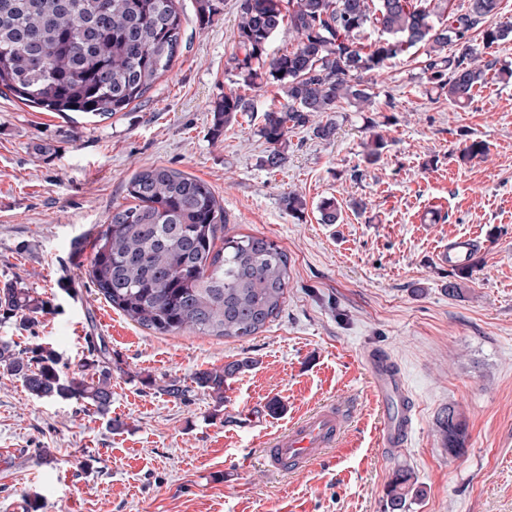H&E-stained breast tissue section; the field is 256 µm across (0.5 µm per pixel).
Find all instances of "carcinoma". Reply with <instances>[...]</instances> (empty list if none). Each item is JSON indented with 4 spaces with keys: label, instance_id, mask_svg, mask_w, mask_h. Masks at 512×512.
<instances>
[{
    "label": "carcinoma",
    "instance_id": "1",
    "mask_svg": "<svg viewBox=\"0 0 512 512\" xmlns=\"http://www.w3.org/2000/svg\"><path fill=\"white\" fill-rule=\"evenodd\" d=\"M224 0H197L200 29L211 26ZM374 29L377 37L368 40ZM480 32L490 49L512 41V21L500 19V0H468L448 10V0H239L232 54L235 84L212 105L217 138L240 115L255 111L239 86L278 87L282 102L262 115L267 150L261 163L284 166L288 133L314 124L313 134H336L331 113L347 103L361 112L373 106L364 80L393 58L425 48L422 74L437 94L468 107L474 88L495 65L470 45ZM177 0H0V90L46 112L109 119L143 100L171 69L182 44ZM291 49L269 52L278 34ZM385 148L373 134L369 161ZM128 205L112 207L91 243L87 275L96 293L127 319L159 334L185 331L245 339L282 312L288 288V255L274 241L231 234L224 207L203 181L166 166L135 172L126 184ZM281 203L291 214L306 201L295 191ZM324 224H338L334 198L319 206ZM47 302L21 282L0 287V316L29 325ZM91 359L66 376L52 348L16 350L0 341V369L19 378L40 400L82 401L104 416L112 406V359L105 342L90 341ZM246 357L224 369L197 371L192 382L218 404L224 383L250 369ZM438 431L452 455L465 447L466 423L454 407L442 411ZM423 495L411 472L400 469L387 488L388 512H407Z\"/></svg>",
    "mask_w": 512,
    "mask_h": 512
}]
</instances>
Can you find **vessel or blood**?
<instances>
[{
    "label": "vessel or blood",
    "instance_id": "1",
    "mask_svg": "<svg viewBox=\"0 0 512 512\" xmlns=\"http://www.w3.org/2000/svg\"><path fill=\"white\" fill-rule=\"evenodd\" d=\"M479 246V241L472 236L452 238L439 259L452 266H461L469 261ZM366 363L381 400L389 405L397 404L400 410H407L404 382L387 356L372 352L367 355ZM345 420L344 410L331 404L293 424L287 432L275 436L270 448H267L268 465L281 471L308 468L336 445ZM408 433V422L396 419L390 413L385 415L381 436L383 447H404Z\"/></svg>",
    "mask_w": 512,
    "mask_h": 512
}]
</instances>
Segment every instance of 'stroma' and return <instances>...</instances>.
<instances>
[{
    "label": "stroma",
    "instance_id": "stroma-1",
    "mask_svg": "<svg viewBox=\"0 0 512 512\" xmlns=\"http://www.w3.org/2000/svg\"><path fill=\"white\" fill-rule=\"evenodd\" d=\"M177 7L184 35L171 69L110 119L70 123L0 95V284L20 281L49 305L26 330L0 321V339L52 347L70 373L90 338L112 357L106 416L34 398L0 373V512H385L400 467L423 490L409 512H512V82L488 71L459 109L422 79L423 53L400 56L371 85L373 111L343 105L328 141L293 130L288 160L272 172L260 164L258 129L279 100L274 85L252 91L256 115L210 134L211 106L234 78L237 0H224L204 31L196 0ZM374 132L386 147L371 163L364 144ZM475 140L486 156L461 161ZM37 142L51 153L36 154ZM152 165L203 180L232 233L287 253L286 302L257 335H158L96 295L86 243L126 203L130 176ZM290 191L304 196L302 214L283 210ZM326 197L342 223H321ZM432 210L435 222H422ZM462 234L482 244L464 277L436 260ZM371 350L408 388L411 429L399 451L381 445ZM245 357L255 365L228 380L223 405L192 382ZM173 380L185 398L163 393ZM332 401L351 404L341 445L310 469H269L267 439ZM450 406L467 422L456 457L437 432Z\"/></svg>",
    "mask_w": 512,
    "mask_h": 512
}]
</instances>
